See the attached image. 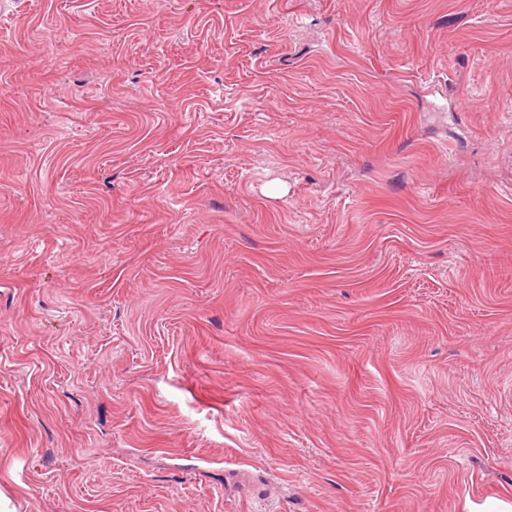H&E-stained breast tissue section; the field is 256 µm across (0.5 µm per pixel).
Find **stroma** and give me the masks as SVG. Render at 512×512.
Returning a JSON list of instances; mask_svg holds the SVG:
<instances>
[{"label":"stroma","instance_id":"1","mask_svg":"<svg viewBox=\"0 0 512 512\" xmlns=\"http://www.w3.org/2000/svg\"><path fill=\"white\" fill-rule=\"evenodd\" d=\"M0 495L512 507V0H0Z\"/></svg>","mask_w":512,"mask_h":512}]
</instances>
